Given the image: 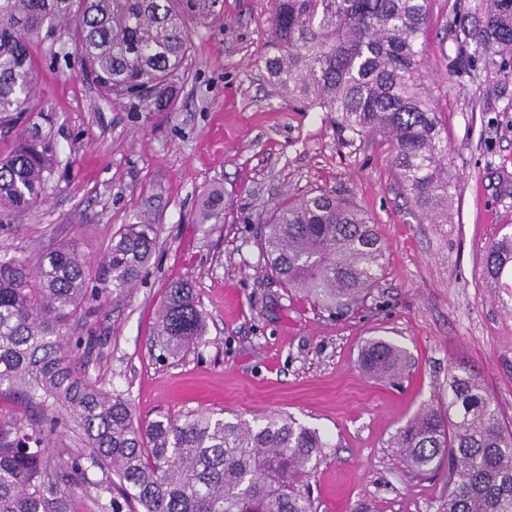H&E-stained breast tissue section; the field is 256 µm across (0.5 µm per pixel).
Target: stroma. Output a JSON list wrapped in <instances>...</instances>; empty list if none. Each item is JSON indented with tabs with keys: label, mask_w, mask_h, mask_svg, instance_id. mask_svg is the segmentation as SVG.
I'll use <instances>...</instances> for the list:
<instances>
[{
	"label": "stroma",
	"mask_w": 512,
	"mask_h": 512,
	"mask_svg": "<svg viewBox=\"0 0 512 512\" xmlns=\"http://www.w3.org/2000/svg\"><path fill=\"white\" fill-rule=\"evenodd\" d=\"M485 8L486 0H428L420 81L448 135L446 224L409 202L388 145L351 137L337 113L304 107L270 83V0H199L188 12L189 57L170 112L101 98L78 69L68 29H56L36 49L34 111L0 127L1 146L32 127L52 145L46 197L0 220V245L35 265L76 242L95 261L141 215L161 228L137 289L101 299L72 327L93 339L81 357L89 377L124 394L143 421L283 412L326 433L332 446L310 480L316 512H436L447 469L415 474L393 441L447 399L449 368L477 375L512 422V309L483 273L487 248L512 234V77L474 60L460 26ZM212 188L224 191V221L198 224ZM317 190L367 212L386 248L376 288L342 317L268 275L257 247L274 204ZM174 280L195 288L209 344L164 359L155 327ZM373 338L405 351L397 380L360 368Z\"/></svg>",
	"instance_id": "1"
}]
</instances>
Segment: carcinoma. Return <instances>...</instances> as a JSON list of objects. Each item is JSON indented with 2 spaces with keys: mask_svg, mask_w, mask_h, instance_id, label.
<instances>
[{
  "mask_svg": "<svg viewBox=\"0 0 512 512\" xmlns=\"http://www.w3.org/2000/svg\"><path fill=\"white\" fill-rule=\"evenodd\" d=\"M193 0H0V121L29 111L37 85L31 53L43 32L71 26L80 70L102 96H141L150 112L177 104L172 80L190 49L185 11ZM427 0H272L265 65L288 98L340 116L353 137L387 143L398 182L432 224L448 223L452 182L448 137L420 87ZM479 60L512 69V0H488L483 20L462 27ZM52 149L21 135L0 152V212L40 202ZM224 221V193H209L201 223ZM160 226L126 225L96 265L75 244L38 266L0 254V388L20 390L40 409L24 425L0 416V512H75L67 486L89 488V468L113 471L122 499H98L99 512H314L308 479L325 448L318 429L290 414L259 423L190 411L136 419L120 393L77 366L74 351L92 338L71 324L102 297L138 285L158 244ZM266 268L291 291L330 314L371 293L385 250L370 218L345 198L320 191L275 207L259 238ZM484 276L512 301V236L486 251ZM207 314L184 281L168 285L156 325L167 355L207 346ZM405 351L368 341L360 366L393 379ZM61 429L85 448L50 447ZM395 447L419 473L448 465L437 512H512V422L472 373L451 368L448 401L399 429Z\"/></svg>",
  "mask_w": 512,
  "mask_h": 512,
  "instance_id": "cac0c4a2",
  "label": "carcinoma"
}]
</instances>
